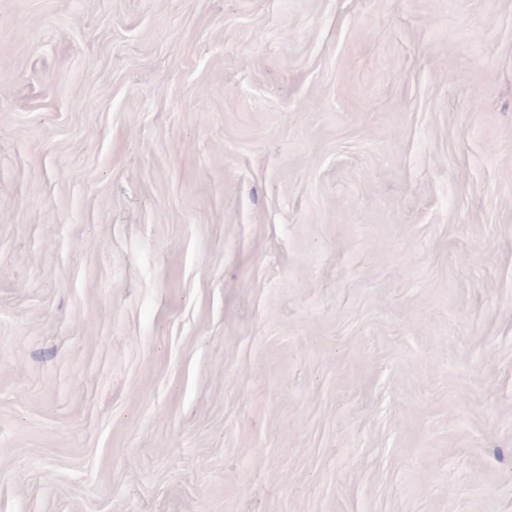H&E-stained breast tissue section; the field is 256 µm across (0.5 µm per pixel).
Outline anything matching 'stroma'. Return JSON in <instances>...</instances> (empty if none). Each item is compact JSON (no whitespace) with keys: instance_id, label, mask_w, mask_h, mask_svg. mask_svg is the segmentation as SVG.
<instances>
[{"instance_id":"1","label":"stroma","mask_w":512,"mask_h":512,"mask_svg":"<svg viewBox=\"0 0 512 512\" xmlns=\"http://www.w3.org/2000/svg\"><path fill=\"white\" fill-rule=\"evenodd\" d=\"M0 512H512V0H0Z\"/></svg>"}]
</instances>
